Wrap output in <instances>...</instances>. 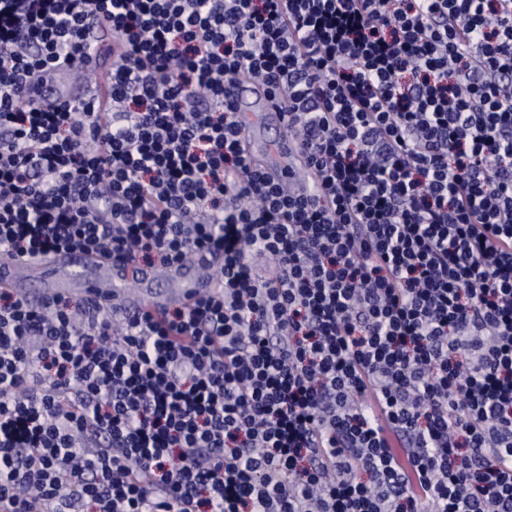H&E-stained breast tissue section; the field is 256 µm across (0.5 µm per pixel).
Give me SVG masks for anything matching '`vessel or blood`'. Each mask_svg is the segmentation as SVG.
Wrapping results in <instances>:
<instances>
[{
    "label": "vessel or blood",
    "instance_id": "1",
    "mask_svg": "<svg viewBox=\"0 0 512 512\" xmlns=\"http://www.w3.org/2000/svg\"><path fill=\"white\" fill-rule=\"evenodd\" d=\"M239 107L248 112L272 113L278 126L286 120L280 106L253 84L239 85L235 90ZM162 275L171 281V290L161 292L147 284H140L136 292H127L133 279L130 266L104 259H93L80 252H65L49 260H16L0 255V286L18 292L27 283L45 286L54 294L68 288H80L93 295L111 297L117 311H147L158 313L172 303L190 302L197 294L213 290V282L199 279L191 266L171 264Z\"/></svg>",
    "mask_w": 512,
    "mask_h": 512
}]
</instances>
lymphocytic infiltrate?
I'll list each match as a JSON object with an SVG mask.
<instances>
[{
	"label": "lymphocytic infiltrate",
	"mask_w": 512,
	"mask_h": 512,
	"mask_svg": "<svg viewBox=\"0 0 512 512\" xmlns=\"http://www.w3.org/2000/svg\"><path fill=\"white\" fill-rule=\"evenodd\" d=\"M66 251L219 288L0 287V512H512V0H0V253ZM235 98L239 108H244L245 112H253L254 119L250 122L247 133L251 141L256 144L261 143L262 140L272 137L276 134V126L272 117L268 112H272L274 119L280 128L281 148L280 153H283L288 158V135L286 133V120L284 117V110L272 102L265 93L252 83L241 84L235 90ZM261 111V112H255ZM263 113L266 115L263 116Z\"/></svg>",
	"instance_id": "lymphocytic-infiltrate-1"
}]
</instances>
